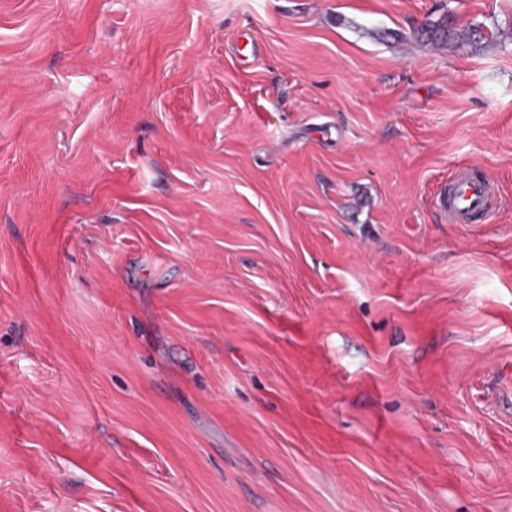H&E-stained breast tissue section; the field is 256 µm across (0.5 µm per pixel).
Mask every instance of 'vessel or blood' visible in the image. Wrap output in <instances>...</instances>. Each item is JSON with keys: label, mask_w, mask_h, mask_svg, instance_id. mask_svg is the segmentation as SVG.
<instances>
[{"label": "vessel or blood", "mask_w": 512, "mask_h": 512, "mask_svg": "<svg viewBox=\"0 0 512 512\" xmlns=\"http://www.w3.org/2000/svg\"><path fill=\"white\" fill-rule=\"evenodd\" d=\"M437 204L452 223L488 221L494 212L492 188L488 181L464 174L437 198Z\"/></svg>", "instance_id": "obj_1"}]
</instances>
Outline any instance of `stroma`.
I'll use <instances>...</instances> for the list:
<instances>
[{
    "label": "stroma",
    "instance_id": "obj_1",
    "mask_svg": "<svg viewBox=\"0 0 512 512\" xmlns=\"http://www.w3.org/2000/svg\"><path fill=\"white\" fill-rule=\"evenodd\" d=\"M0 512H512V0H0ZM437 204L453 224L486 222L494 212L490 183L469 174L459 176L447 193L438 196Z\"/></svg>",
    "mask_w": 512,
    "mask_h": 512
}]
</instances>
